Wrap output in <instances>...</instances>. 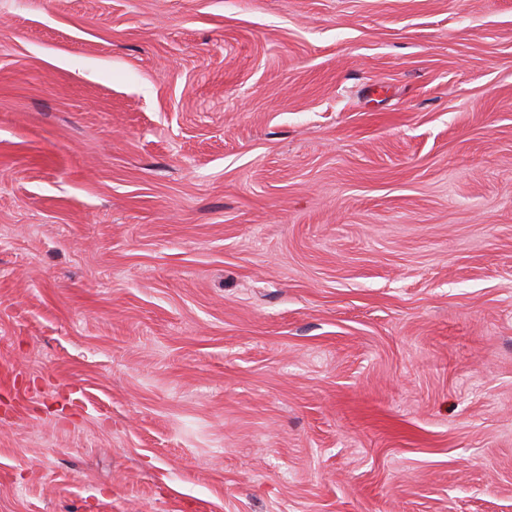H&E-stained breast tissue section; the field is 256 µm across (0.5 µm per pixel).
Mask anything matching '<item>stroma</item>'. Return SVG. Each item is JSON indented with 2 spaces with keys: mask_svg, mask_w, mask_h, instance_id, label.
Instances as JSON below:
<instances>
[{
  "mask_svg": "<svg viewBox=\"0 0 512 512\" xmlns=\"http://www.w3.org/2000/svg\"><path fill=\"white\" fill-rule=\"evenodd\" d=\"M0 512H512V0H0Z\"/></svg>",
  "mask_w": 512,
  "mask_h": 512,
  "instance_id": "1",
  "label": "stroma"
}]
</instances>
